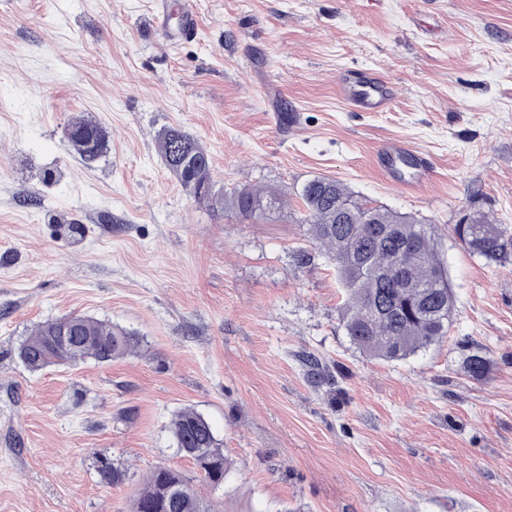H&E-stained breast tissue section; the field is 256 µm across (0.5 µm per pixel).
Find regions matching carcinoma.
Returning a JSON list of instances; mask_svg holds the SVG:
<instances>
[{
  "mask_svg": "<svg viewBox=\"0 0 512 512\" xmlns=\"http://www.w3.org/2000/svg\"><path fill=\"white\" fill-rule=\"evenodd\" d=\"M95 137L105 151L109 134L96 122L76 120L68 125L66 138L71 148L86 162L84 138ZM158 151L168 170L193 197L201 184H212V161L208 152L189 130L167 127L158 134ZM296 196L303 205L300 223L308 235L335 261L339 277L348 293L342 313L346 335L356 349L370 357L402 361L448 334L454 296L448 269L439 257L432 227L416 216L373 206L344 183L326 176L305 182ZM281 193L275 189L241 187L226 193L215 192L205 205L212 211H231L245 218H260L276 209ZM467 226L458 223L456 240L471 255L488 262L512 258V234L485 215L464 216ZM385 224L395 229L393 236H375L370 225ZM409 244L407 268L401 287H394L381 272L390 268ZM78 334L69 338L67 348L55 349L54 328L60 319L37 325L21 343L19 358L32 372L50 365L92 358L109 363L139 346L138 338L127 330L89 316H72ZM308 377L316 385L334 384L329 370L313 356L306 358ZM176 451L192 460L200 478L210 489L224 484V448L209 421L197 411L185 408L170 421ZM101 481L114 484L122 472L108 460H99ZM132 512H218L213 501L203 497L191 480L168 465H158L146 477L144 488L134 499Z\"/></svg>",
  "mask_w": 512,
  "mask_h": 512,
  "instance_id": "obj_1",
  "label": "carcinoma"
}]
</instances>
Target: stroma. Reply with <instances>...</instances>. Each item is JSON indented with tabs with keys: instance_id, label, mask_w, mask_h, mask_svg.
<instances>
[{
	"instance_id": "35a3bbf8",
	"label": "stroma",
	"mask_w": 512,
	"mask_h": 512,
	"mask_svg": "<svg viewBox=\"0 0 512 512\" xmlns=\"http://www.w3.org/2000/svg\"><path fill=\"white\" fill-rule=\"evenodd\" d=\"M193 2L170 44L184 0H0V512H131L155 466L197 478L168 428L187 407L223 443V486L197 487L221 512H512V264L453 234L469 208L512 229V0ZM348 68L396 83L391 108L348 111ZM78 116L110 133L91 164L65 137ZM167 126L216 188L274 187L282 208L198 203L161 159ZM391 137L433 158L420 193L377 170ZM316 175L433 225L447 336L401 362L350 343L336 264L298 222ZM72 314L141 344L29 371L20 341ZM102 456L123 481L102 483Z\"/></svg>"
}]
</instances>
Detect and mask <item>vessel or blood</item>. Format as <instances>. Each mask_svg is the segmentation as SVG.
Here are the masks:
<instances>
[{
	"mask_svg": "<svg viewBox=\"0 0 512 512\" xmlns=\"http://www.w3.org/2000/svg\"><path fill=\"white\" fill-rule=\"evenodd\" d=\"M336 89L347 107L354 112H385L396 99L391 81L378 73L348 69L336 79ZM375 166L387 182L416 192L429 183L434 163L400 139L382 142L376 150Z\"/></svg>",
	"mask_w": 512,
	"mask_h": 512,
	"instance_id": "obj_1",
	"label": "vessel or blood"
}]
</instances>
